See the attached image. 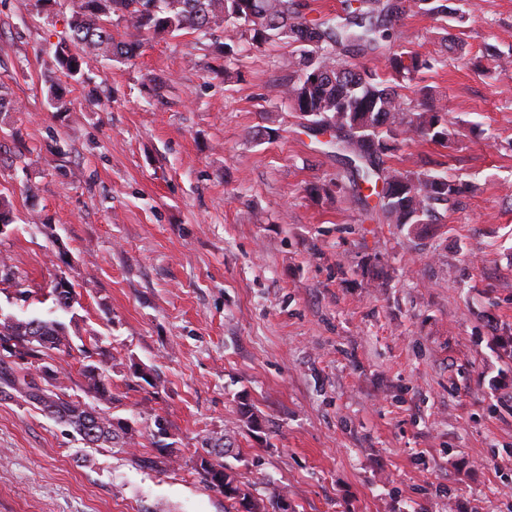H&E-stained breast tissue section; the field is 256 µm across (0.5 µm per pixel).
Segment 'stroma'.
Returning <instances> with one entry per match:
<instances>
[{
    "label": "stroma",
    "mask_w": 512,
    "mask_h": 512,
    "mask_svg": "<svg viewBox=\"0 0 512 512\" xmlns=\"http://www.w3.org/2000/svg\"><path fill=\"white\" fill-rule=\"evenodd\" d=\"M457 6L465 23L398 22L403 48L440 62L395 90L447 112L452 145L400 134L386 164L479 187L417 235L323 192L342 164L275 93L287 44L212 78L197 34L151 39L132 63L94 64L56 118L68 0H0V82L18 104L0 114L15 216L0 259L18 274L0 313L48 315L69 272L81 304L58 318L111 347L112 416L133 429L129 447L91 448L0 402V512H226L193 469L218 438L242 483L293 512H512V0ZM13 130L32 165L11 163ZM158 416L180 450L167 465ZM69 92L67 86L50 80L47 87V96L50 106L55 110L53 112L59 114L73 112L72 101L68 97Z\"/></svg>",
    "instance_id": "1"
}]
</instances>
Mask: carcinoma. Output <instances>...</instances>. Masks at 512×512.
<instances>
[{
    "mask_svg": "<svg viewBox=\"0 0 512 512\" xmlns=\"http://www.w3.org/2000/svg\"><path fill=\"white\" fill-rule=\"evenodd\" d=\"M413 9L465 21L453 0H415L413 5L409 0H344L340 21L329 15L308 20L297 0H70L68 37L56 45V69L77 83L91 60H133L142 37L149 34L177 37L221 28L224 42L216 50L227 60L246 45L286 42L296 49L297 69L277 85L278 95L313 127L336 130L325 145L346 168L344 188L379 220L412 227L441 224L460 197L479 187L442 170L384 167L397 131L444 148L449 142L446 113L434 108L416 112L388 86L392 80H411L437 62L397 44L399 31L392 22ZM383 47L389 50L384 76L362 70L337 53L340 48L354 53ZM68 94L67 86L50 81L47 96L55 112L73 111ZM52 294L57 309L72 308L74 286L54 288ZM108 356L98 336L74 346L57 319L0 314V401L19 400L38 408L89 447L124 448L132 435L112 426V381L101 368ZM67 358L79 364L76 372L88 403L64 390L56 366H41L49 369L48 376L28 371L35 361ZM222 453L213 448L197 456L194 471L224 495L234 512H257L260 505L249 487L216 460Z\"/></svg>",
    "mask_w": 512,
    "mask_h": 512,
    "instance_id": "1",
    "label": "carcinoma"
}]
</instances>
